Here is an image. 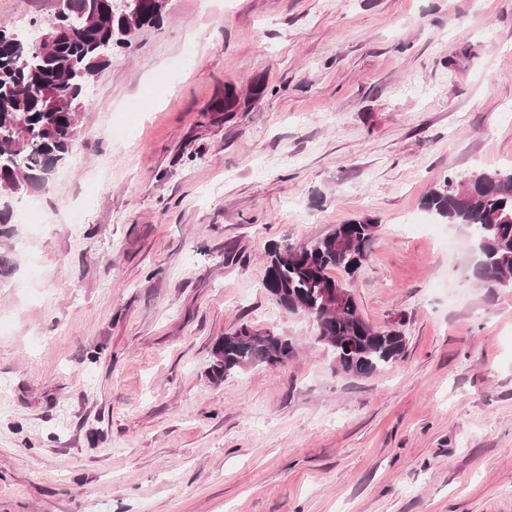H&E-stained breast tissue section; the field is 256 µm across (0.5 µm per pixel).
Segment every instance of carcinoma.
Returning <instances> with one entry per match:
<instances>
[{"instance_id":"obj_1","label":"carcinoma","mask_w":512,"mask_h":512,"mask_svg":"<svg viewBox=\"0 0 512 512\" xmlns=\"http://www.w3.org/2000/svg\"><path fill=\"white\" fill-rule=\"evenodd\" d=\"M163 0H62L55 23H34L38 35L0 38V187L20 195L48 184L49 170L66 164L81 133V103L91 79L112 53L128 50L136 32L162 20ZM267 91L263 82L241 97L224 90L220 108L238 112ZM468 184L447 177L424 207L448 224L467 226L478 243V279L488 288L512 281V169L478 171ZM378 230L370 217L351 219L306 245L274 244L266 251L262 286L284 309L312 318L316 341L332 338L336 369L368 377L400 360L406 342L391 324L372 326L354 297L327 298L332 270L355 275ZM207 375L214 382L256 364L278 366L295 353L288 336L243 323L216 340Z\"/></svg>"}]
</instances>
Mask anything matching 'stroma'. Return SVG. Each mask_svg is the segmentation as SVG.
I'll list each match as a JSON object with an SVG mask.
<instances>
[{"label": "stroma", "mask_w": 512, "mask_h": 512, "mask_svg": "<svg viewBox=\"0 0 512 512\" xmlns=\"http://www.w3.org/2000/svg\"><path fill=\"white\" fill-rule=\"evenodd\" d=\"M58 0H0V29ZM0 225V512H512V288L422 201L512 168V0H165ZM266 94L211 111L225 86ZM370 216L346 278L404 357L336 370L265 252ZM248 323L294 356L223 382Z\"/></svg>", "instance_id": "obj_1"}]
</instances>
